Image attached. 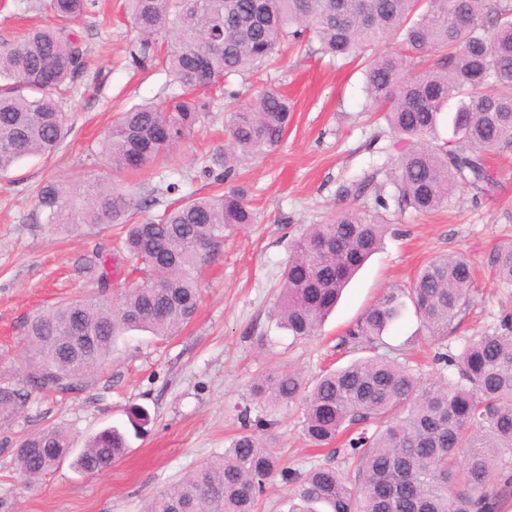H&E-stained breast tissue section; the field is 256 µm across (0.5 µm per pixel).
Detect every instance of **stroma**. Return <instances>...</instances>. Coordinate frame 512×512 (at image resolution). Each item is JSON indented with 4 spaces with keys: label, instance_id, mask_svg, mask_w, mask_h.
Here are the masks:
<instances>
[{
    "label": "stroma",
    "instance_id": "1",
    "mask_svg": "<svg viewBox=\"0 0 512 512\" xmlns=\"http://www.w3.org/2000/svg\"><path fill=\"white\" fill-rule=\"evenodd\" d=\"M38 5L39 0H7L0 7V40L46 23ZM74 27L84 35L95 69L62 93L72 132L54 154L23 159L0 177V386L31 393L25 412L0 424V512H142L158 489L223 454L241 429V409L260 415L251 395L258 378L290 368L310 386L323 370L361 357V350H340L336 342L389 291L405 300L398 320L376 340L377 353L421 362L422 376L438 377L440 367L430 361L438 346L406 297L416 275L436 257L462 254L475 266L473 300L448 335V352L512 316V285L500 282L487 264L495 247L512 242V153L488 154L500 184L493 195L462 188L430 213L380 206L393 190L399 147L371 110L362 62L288 48L274 67L231 79L243 102L268 89L284 93L293 120L282 144L245 161L234 180L257 221L226 237L201 271L194 319L167 340L124 334L113 346L111 364L78 389L31 391L23 336L28 318L58 300L98 294L95 280L75 267L95 242L114 233L107 225L77 220L62 230L35 223L36 191L50 180L77 187L107 178V164L88 165L87 156L120 113L180 92L159 62L133 60L134 32L123 0H95ZM228 113L223 96L209 99L201 126L179 148V172L159 169L135 186L137 197L148 203L139 219L158 215L181 197L219 190L204 173L203 159L224 147ZM362 180L368 183L364 193L344 194V187ZM170 183L174 192L154 195V187ZM344 210L385 224L383 245L351 280L319 335L294 339L275 323L281 270L309 225ZM134 405L147 409L150 421L142 436L130 437L125 456L111 468L86 476L65 463L37 488L25 486L15 466L20 439L60 427L80 449L103 428L127 426V410ZM273 420L275 450L294 477L270 482L260 512H288L296 475L314 464L329 461L353 471L351 460H329L311 450L298 403L281 408Z\"/></svg>",
    "mask_w": 512,
    "mask_h": 512
}]
</instances>
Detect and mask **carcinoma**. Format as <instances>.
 I'll return each instance as SVG.
<instances>
[{"label":"carcinoma","instance_id":"cac0c4a2","mask_svg":"<svg viewBox=\"0 0 512 512\" xmlns=\"http://www.w3.org/2000/svg\"><path fill=\"white\" fill-rule=\"evenodd\" d=\"M136 40L132 57L162 58L182 93L164 104L144 102L122 113L99 154L113 176L162 161L179 166L178 148L204 118L208 91L276 60L286 43L316 40L333 59L359 57L391 34L403 50L372 57L366 93L400 139L392 199L404 212L436 210L462 187L489 194L495 180L483 151H512V0H127ZM90 0H41L53 23L33 27L17 42L0 44V176L16 164L56 151L70 127L55 91L87 72L88 47L71 23ZM472 20L463 30L455 18ZM453 137L432 143L443 118ZM292 121L288 100L265 91L231 113L224 150L205 159L218 182L234 179L242 161L280 146ZM84 205L72 188L48 181L35 208L48 224H119L120 243L140 280L116 305L96 298L61 301L35 314L25 332L30 386L69 391L104 368L118 336L146 332L168 337L188 324L199 305L198 271L225 234L256 222L244 190L188 196L153 219L133 221L141 201L114 181L87 184ZM385 226L349 210L312 224L294 244L281 279L276 317L296 339L320 330L354 273L380 250ZM112 240L86 252L76 269L110 287ZM495 277L512 284V244L489 255ZM472 264L463 254L430 261L411 299L430 337L448 338L471 303ZM400 315L393 292L382 295L336 347L373 349ZM449 376L424 380L408 366L378 355L321 375L309 391L301 377L280 370L253 384L267 415L301 400L302 430L316 448L337 453L344 434L356 467L345 474L329 464L300 481L291 512H497L512 494V476L491 477L512 465V321L467 341L456 354H438ZM29 393L0 387V423L20 413ZM224 454L152 495L146 512H257L277 475L288 478L269 435L248 428ZM376 426L368 433L370 426ZM124 432L106 428L71 457L68 434L48 427L16 448V467L28 484L66 459L95 475L121 459Z\"/></svg>","mask_w":512,"mask_h":512}]
</instances>
